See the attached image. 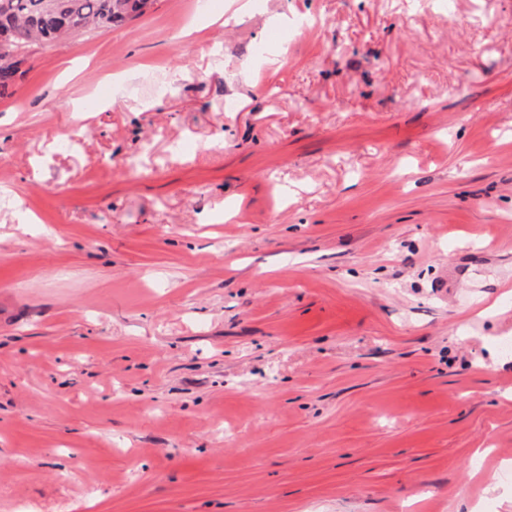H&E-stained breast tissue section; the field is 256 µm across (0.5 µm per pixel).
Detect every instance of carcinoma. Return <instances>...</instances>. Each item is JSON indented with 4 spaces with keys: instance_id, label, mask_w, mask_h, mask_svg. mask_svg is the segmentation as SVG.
<instances>
[{
    "instance_id": "obj_1",
    "label": "carcinoma",
    "mask_w": 512,
    "mask_h": 512,
    "mask_svg": "<svg viewBox=\"0 0 512 512\" xmlns=\"http://www.w3.org/2000/svg\"><path fill=\"white\" fill-rule=\"evenodd\" d=\"M154 0H0V96L12 94L27 49L144 16Z\"/></svg>"
}]
</instances>
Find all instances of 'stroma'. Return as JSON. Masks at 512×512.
<instances>
[{"mask_svg":"<svg viewBox=\"0 0 512 512\" xmlns=\"http://www.w3.org/2000/svg\"><path fill=\"white\" fill-rule=\"evenodd\" d=\"M22 69L0 512H512V0H156Z\"/></svg>","mask_w":512,"mask_h":512,"instance_id":"35a3bbf8","label":"stroma"}]
</instances>
